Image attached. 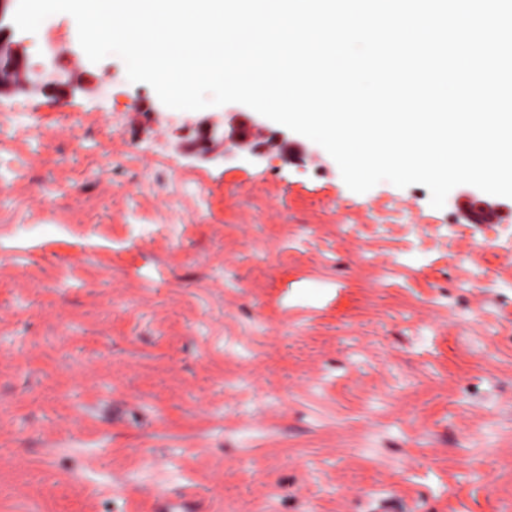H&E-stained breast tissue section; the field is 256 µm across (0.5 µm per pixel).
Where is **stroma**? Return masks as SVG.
Wrapping results in <instances>:
<instances>
[{"mask_svg": "<svg viewBox=\"0 0 512 512\" xmlns=\"http://www.w3.org/2000/svg\"><path fill=\"white\" fill-rule=\"evenodd\" d=\"M87 68L112 96L73 92L71 110L135 103L133 122L104 142L61 117L0 154L98 198L97 223L69 232L0 223V512H154L178 496L203 512H512V257L494 256L493 231L448 233L395 291L411 312L383 323V266L405 244L337 239L351 191L324 148L290 131L302 154L195 159L177 148L197 135L189 117L224 107L168 108L116 56ZM132 149L184 177L182 197H130ZM133 203L178 209V236L125 223ZM305 222L336 238V261L279 264ZM476 266L493 287L469 286Z\"/></svg>", "mask_w": 512, "mask_h": 512, "instance_id": "35a3bbf8", "label": "stroma"}]
</instances>
